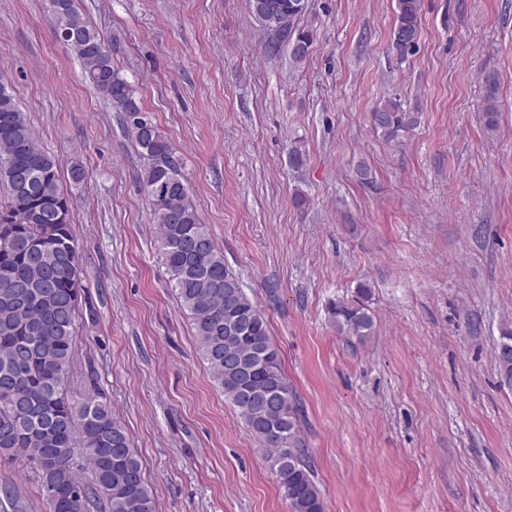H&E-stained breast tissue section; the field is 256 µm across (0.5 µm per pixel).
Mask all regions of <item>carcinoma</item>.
I'll return each instance as SVG.
<instances>
[{
	"label": "carcinoma",
	"mask_w": 512,
	"mask_h": 512,
	"mask_svg": "<svg viewBox=\"0 0 512 512\" xmlns=\"http://www.w3.org/2000/svg\"><path fill=\"white\" fill-rule=\"evenodd\" d=\"M55 34L80 63L82 76L122 113L125 132L139 152L153 155L142 188L157 224L161 259L182 311L192 319L198 349L224 398L248 432L268 449L267 462L292 512H325L316 475L300 436L301 408L288 385L264 314L249 298L203 224L172 148L142 106L138 90L112 63L105 40L76 0H49ZM296 0H248L262 32L283 22L265 50L288 49L303 63L314 40L301 29ZM420 0H397L394 45L403 56L417 42ZM482 108L487 128L498 122L497 80L486 78ZM388 140L410 130L415 117L395 100L371 113ZM28 174L19 189L15 171ZM0 184L9 203L0 207V466L22 467L38 478L48 512H157L156 495L142 474L138 453L122 421L92 391L70 392L76 353L75 318L80 264L70 201L58 163L35 134L8 86L0 83ZM338 299L330 307L341 333L363 341L372 318L364 300ZM494 358L501 381L512 387V328L502 331ZM0 512H26L16 490L0 488Z\"/></svg>",
	"instance_id": "1"
}]
</instances>
